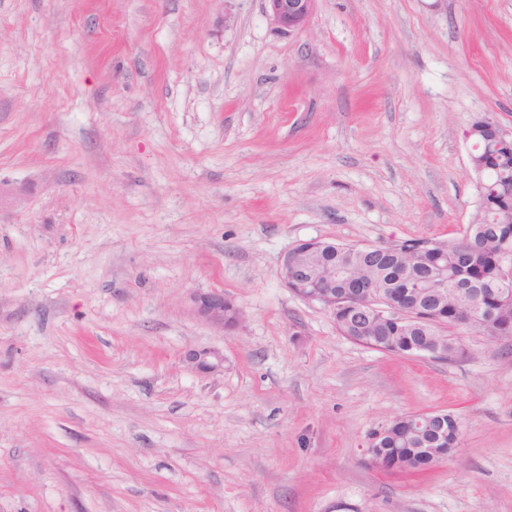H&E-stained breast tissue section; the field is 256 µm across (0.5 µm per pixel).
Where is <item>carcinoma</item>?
I'll return each instance as SVG.
<instances>
[{"mask_svg": "<svg viewBox=\"0 0 512 512\" xmlns=\"http://www.w3.org/2000/svg\"><path fill=\"white\" fill-rule=\"evenodd\" d=\"M482 122L473 124L468 138L477 145L473 157L483 158L487 143ZM499 163L487 169L478 183L479 202L467 232L452 239L410 238L393 244H378L372 255L351 256L355 272L384 289L388 300L403 297L406 283L415 280L419 288L410 296L411 318L394 325L381 304L376 310L338 309L333 319L341 334L374 350L402 356L420 355L419 347L432 346L435 361H456L465 355L457 339L448 333V305L469 310L477 297L495 308L496 319L476 328L489 336L503 332L502 339L512 343V300L502 296L512 292V280L499 276V264L512 265V146L498 149ZM438 273L448 277L447 291L434 288ZM448 447L455 448L461 436L459 418L445 414ZM434 420L423 414L398 417L380 427L374 446L386 448L398 456L396 469L404 470L403 461L427 438Z\"/></svg>", "mask_w": 512, "mask_h": 512, "instance_id": "obj_1", "label": "carcinoma"}]
</instances>
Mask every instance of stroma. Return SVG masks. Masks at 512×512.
Returning a JSON list of instances; mask_svg holds the SVG:
<instances>
[{
	"label": "stroma",
	"instance_id": "obj_1",
	"mask_svg": "<svg viewBox=\"0 0 512 512\" xmlns=\"http://www.w3.org/2000/svg\"><path fill=\"white\" fill-rule=\"evenodd\" d=\"M483 119L512 131V0L290 35L263 0H0V512H512V346L383 354L279 277L303 240L461 235ZM437 410L445 460L364 464ZM193 303L196 313L204 320L225 328L224 309L232 303L224 297L223 292L210 291L198 293L193 297ZM443 413L445 414V429H448V448H420V456L412 459L414 467L409 468L408 470H416L420 466V462L421 466L419 470L427 469L434 465L435 463H430L424 460L421 461V457L430 459L443 458L446 457L449 452H451L454 448L457 447L461 436V422L456 415L450 412ZM434 424V420L424 414H409L378 427L370 437L379 435L374 443L375 448H391L387 452L394 458L398 454V459L395 458L398 460L395 469L403 471L405 470L403 467L405 456L412 453L408 448H416L420 438H428L432 433L431 430L435 429ZM407 433L410 434V438L406 437ZM413 438H416L417 441L414 442ZM375 448L366 449L364 460L366 465L383 471H393L388 459L378 454Z\"/></svg>",
	"mask_w": 512,
	"mask_h": 512
}]
</instances>
